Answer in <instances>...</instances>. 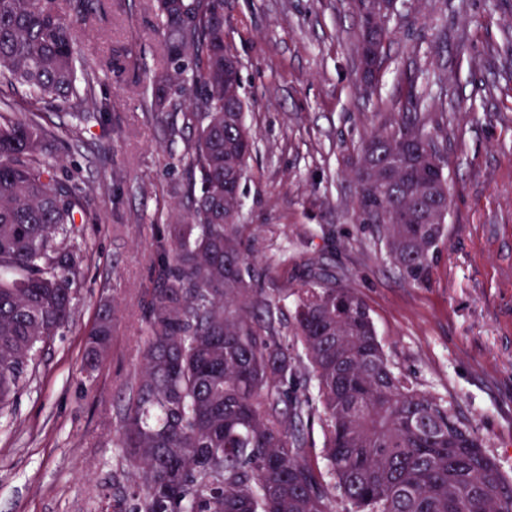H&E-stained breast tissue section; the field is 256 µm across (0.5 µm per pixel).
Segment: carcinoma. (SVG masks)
I'll return each mask as SVG.
<instances>
[{"mask_svg": "<svg viewBox=\"0 0 512 512\" xmlns=\"http://www.w3.org/2000/svg\"><path fill=\"white\" fill-rule=\"evenodd\" d=\"M0 0V79L24 87L30 109L0 99V412L37 352L71 316L76 249L59 240L89 223L86 196L59 175L49 108L77 119L97 109L96 69L78 73L75 24L97 0ZM166 70L158 117L187 109L197 124L185 217L153 248L157 288L144 306L139 371L112 439L134 476L131 510L100 512H512V480L469 421L391 365L371 310L323 269L295 289L287 319L249 257L239 223L252 141L240 81L224 89V0H157ZM386 33L367 25V72ZM355 220L374 226L387 260L413 286L430 283L448 238V161L439 123L414 90L404 111L361 146ZM201 194H195V179ZM113 309L100 310L84 349L93 372L110 344ZM305 356L316 394L294 389ZM318 421L323 467L304 427Z\"/></svg>", "mask_w": 512, "mask_h": 512, "instance_id": "cac0c4a2", "label": "carcinoma"}]
</instances>
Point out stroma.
I'll list each match as a JSON object with an SVG mask.
<instances>
[{
  "label": "stroma",
  "mask_w": 512,
  "mask_h": 512,
  "mask_svg": "<svg viewBox=\"0 0 512 512\" xmlns=\"http://www.w3.org/2000/svg\"><path fill=\"white\" fill-rule=\"evenodd\" d=\"M101 3L77 33L81 65L117 61L96 86L101 117L77 133L65 114L45 117L66 144L62 175L92 193L73 240L84 254L75 309L0 416V512H98L102 496L131 492L112 438L147 332L153 246L184 204L173 187L196 127L150 109L166 65L154 0ZM362 25L358 0H224L255 141L240 221L283 312L310 266L354 288L394 368L451 402L512 478V0H396L369 91ZM413 74L442 128L450 189L447 247L425 287L355 223L349 174L362 141L402 111ZM105 301L117 307L111 345L89 376L84 340Z\"/></svg>",
  "instance_id": "35a3bbf8"
}]
</instances>
